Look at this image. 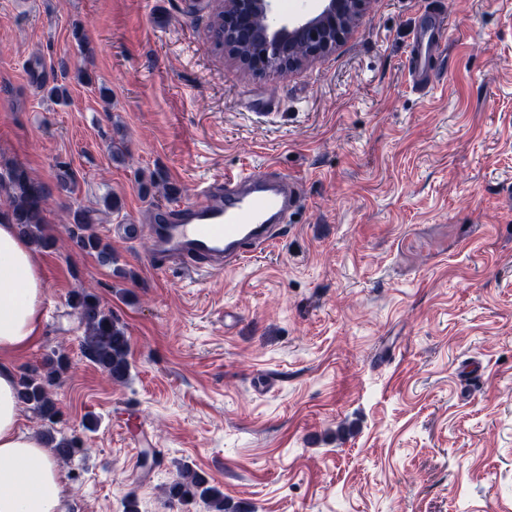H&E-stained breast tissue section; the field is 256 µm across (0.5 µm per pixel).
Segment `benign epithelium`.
I'll list each match as a JSON object with an SVG mask.
<instances>
[{"instance_id":"benign-epithelium-1","label":"benign epithelium","mask_w":512,"mask_h":512,"mask_svg":"<svg viewBox=\"0 0 512 512\" xmlns=\"http://www.w3.org/2000/svg\"><path fill=\"white\" fill-rule=\"evenodd\" d=\"M279 0H224V25L229 33L224 47L248 69L273 73L281 67L289 42L302 37L309 44L304 55L288 56V67L298 69L335 51L363 16L368 0H319L311 16L286 20ZM261 13L276 24L275 32L259 31L253 18Z\"/></svg>"}]
</instances>
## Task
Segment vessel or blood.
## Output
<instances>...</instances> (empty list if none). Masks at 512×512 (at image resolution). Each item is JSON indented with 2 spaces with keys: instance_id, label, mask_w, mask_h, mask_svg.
<instances>
[{
  "instance_id": "vessel-or-blood-1",
  "label": "vessel or blood",
  "mask_w": 512,
  "mask_h": 512,
  "mask_svg": "<svg viewBox=\"0 0 512 512\" xmlns=\"http://www.w3.org/2000/svg\"><path fill=\"white\" fill-rule=\"evenodd\" d=\"M445 31L441 21L431 22L406 61L421 94H428L438 83L427 74L422 60L435 52ZM300 202L295 182L284 174H228L201 187L196 201L178 215L160 210L153 223L126 225L125 233L131 239L144 233L150 236L156 268L175 264L189 271L202 265L211 274L228 272L272 247L286 232Z\"/></svg>"
}]
</instances>
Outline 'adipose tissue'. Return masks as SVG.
Masks as SVG:
<instances>
[{"label": "adipose tissue", "instance_id": "adipose-tissue-1", "mask_svg": "<svg viewBox=\"0 0 512 512\" xmlns=\"http://www.w3.org/2000/svg\"><path fill=\"white\" fill-rule=\"evenodd\" d=\"M40 255L0 211V512H65L64 478L40 437L23 431L13 396L16 355L41 333Z\"/></svg>", "mask_w": 512, "mask_h": 512}]
</instances>
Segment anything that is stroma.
I'll return each mask as SVG.
<instances>
[{"mask_svg": "<svg viewBox=\"0 0 512 512\" xmlns=\"http://www.w3.org/2000/svg\"><path fill=\"white\" fill-rule=\"evenodd\" d=\"M215 8L0 0V171L50 186L55 240L43 333L14 369L70 358L54 429L86 453L60 465L66 512L130 494L170 512L182 464L244 512H512V0H370L284 76L217 49ZM430 15L450 30L424 99L405 61ZM268 167L303 204L238 271H158L122 233ZM79 210L114 263L76 246ZM82 289L126 329V383L81 351ZM465 360L486 368L466 398Z\"/></svg>", "mask_w": 512, "mask_h": 512, "instance_id": "1", "label": "stroma"}]
</instances>
